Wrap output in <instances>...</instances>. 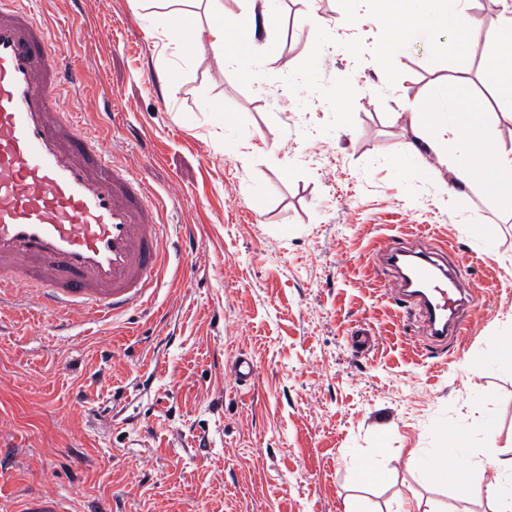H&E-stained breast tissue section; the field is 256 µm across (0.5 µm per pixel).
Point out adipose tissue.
Segmentation results:
<instances>
[{
	"label": "adipose tissue",
	"mask_w": 512,
	"mask_h": 512,
	"mask_svg": "<svg viewBox=\"0 0 512 512\" xmlns=\"http://www.w3.org/2000/svg\"><path fill=\"white\" fill-rule=\"evenodd\" d=\"M165 19L166 32L179 41L182 52L190 53L209 45L217 60L228 53L224 36L223 0H207L212 22L201 28L188 20L194 0H156ZM382 14L391 15L395 28L387 44L389 55L397 56L407 47L408 26L447 33L457 53H472L477 46L467 13L469 0H380ZM424 109L412 113V126L422 142L445 165L451 176V191L464 192L481 182L512 194V146H505L486 132L482 115L448 103L441 87H433L424 99ZM500 480L491 483L488 472ZM460 495H487L496 502L495 512H512V458L492 456L469 464L460 473H451Z\"/></svg>",
	"instance_id": "1"
}]
</instances>
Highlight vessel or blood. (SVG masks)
<instances>
[{
	"instance_id": "b4317fda",
	"label": "vessel or blood",
	"mask_w": 512,
	"mask_h": 512,
	"mask_svg": "<svg viewBox=\"0 0 512 512\" xmlns=\"http://www.w3.org/2000/svg\"><path fill=\"white\" fill-rule=\"evenodd\" d=\"M52 32L23 0H0V308L76 313L97 320L147 303L162 276L168 241L164 201L115 165L81 115L64 109L78 73L51 48ZM422 256L413 276L422 321L445 340L461 307Z\"/></svg>"
}]
</instances>
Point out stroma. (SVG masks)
Instances as JSON below:
<instances>
[{
	"label": "stroma",
	"mask_w": 512,
	"mask_h": 512,
	"mask_svg": "<svg viewBox=\"0 0 512 512\" xmlns=\"http://www.w3.org/2000/svg\"><path fill=\"white\" fill-rule=\"evenodd\" d=\"M29 8L84 97L110 95L113 159L150 151L135 177L177 191L161 221L193 244L116 321L61 331L0 310V512L46 491L65 512H396L414 497L492 512L427 466L512 456V209L480 183L450 193L410 121L443 84L512 145L482 58L420 65L427 33L385 58L377 0H279L268 27L262 0H224L223 64L183 53L134 0ZM414 148L422 163L394 164ZM390 237L467 267L466 333L422 334L380 256ZM240 353L247 386L226 366Z\"/></svg>",
	"instance_id": "35a3bbf8"
}]
</instances>
